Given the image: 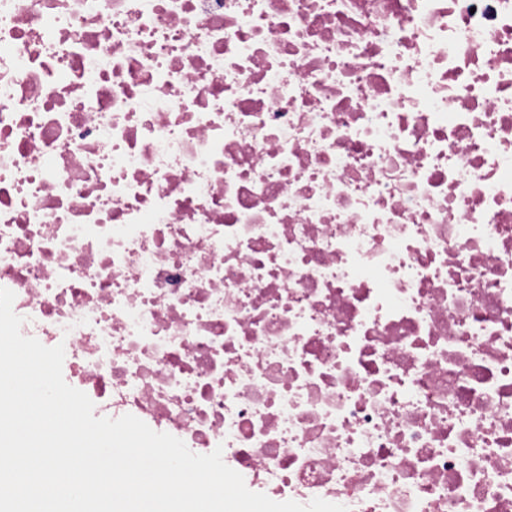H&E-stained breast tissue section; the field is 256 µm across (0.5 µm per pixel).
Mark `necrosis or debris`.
<instances>
[{
    "label": "necrosis or debris",
    "mask_w": 512,
    "mask_h": 512,
    "mask_svg": "<svg viewBox=\"0 0 512 512\" xmlns=\"http://www.w3.org/2000/svg\"><path fill=\"white\" fill-rule=\"evenodd\" d=\"M0 287L251 491L512 512V0H0Z\"/></svg>",
    "instance_id": "obj_1"
}]
</instances>
